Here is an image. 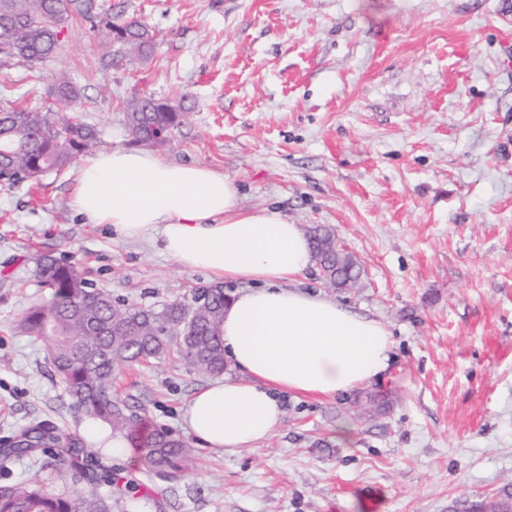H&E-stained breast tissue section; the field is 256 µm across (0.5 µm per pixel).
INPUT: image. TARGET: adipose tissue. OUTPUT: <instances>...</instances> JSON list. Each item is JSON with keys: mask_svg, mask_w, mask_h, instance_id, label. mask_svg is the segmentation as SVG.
Listing matches in <instances>:
<instances>
[{"mask_svg": "<svg viewBox=\"0 0 512 512\" xmlns=\"http://www.w3.org/2000/svg\"><path fill=\"white\" fill-rule=\"evenodd\" d=\"M73 205L86 223L157 244L184 270L247 281L224 309V355L237 375L199 388L183 409L201 447H256L282 420V394L332 398L389 368V330L295 289L312 263L309 239L273 210H244L228 176L146 151L98 152L79 168Z\"/></svg>", "mask_w": 512, "mask_h": 512, "instance_id": "obj_1", "label": "adipose tissue"}]
</instances>
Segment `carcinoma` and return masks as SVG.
Instances as JSON below:
<instances>
[{
  "instance_id": "obj_1",
  "label": "carcinoma",
  "mask_w": 512,
  "mask_h": 512,
  "mask_svg": "<svg viewBox=\"0 0 512 512\" xmlns=\"http://www.w3.org/2000/svg\"><path fill=\"white\" fill-rule=\"evenodd\" d=\"M80 17L101 35L111 50L105 67L135 64L156 47L146 26L134 17L112 13L98 0H0V56L32 67L54 54L69 22ZM120 37L112 38V30ZM48 98L37 108H22L8 98L0 101V186L22 182L36 186L52 172L71 167L101 144L97 128L83 116L79 89L63 73L57 74ZM143 92L126 103L125 126L131 141L151 131L166 135L185 122L187 109ZM315 262L331 279L357 276L359 266H336V253L311 243ZM35 273L50 289L47 303L31 308L26 330L43 341L53 369L75 408L100 419L137 449L149 472L170 484L186 469L189 448L166 430L153 427L115 390L116 372L137 363L170 355L198 375L224 372L222 326L229 297L220 285L202 286L159 308L114 299L88 280L75 262L49 254L35 259ZM38 448H55L62 472H76L88 489L70 496L51 494L24 483L0 485V512H112V499L100 492L117 484L112 467L103 464L83 442L57 434L44 424L26 427L0 444V455H29Z\"/></svg>"
}]
</instances>
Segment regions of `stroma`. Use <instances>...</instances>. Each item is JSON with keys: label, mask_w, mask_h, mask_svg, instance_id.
Masks as SVG:
<instances>
[{"label": "stroma", "mask_w": 512, "mask_h": 512, "mask_svg": "<svg viewBox=\"0 0 512 512\" xmlns=\"http://www.w3.org/2000/svg\"><path fill=\"white\" fill-rule=\"evenodd\" d=\"M104 2L150 29L148 63L102 69L106 43L75 21L30 71L0 58L7 98L39 106L53 74H69L104 151L130 148L135 95L182 103L187 122L155 154L224 173L244 209L331 226L359 281L328 288L313 266L300 287L381 322L395 342L378 381L286 396L258 447L190 444L176 484L151 477L136 449L115 456L93 442L138 485L112 512H455L512 494V0ZM77 172L34 191L0 187V440L41 421L85 436L46 346L22 327L50 298L38 254L74 259L114 298L146 307L208 282L147 241L84 223ZM207 382L166 358L122 370L116 385L182 438L181 409ZM371 392L383 408L348 412ZM1 481L63 495L84 486L39 452L0 460Z\"/></svg>", "instance_id": "obj_1"}]
</instances>
